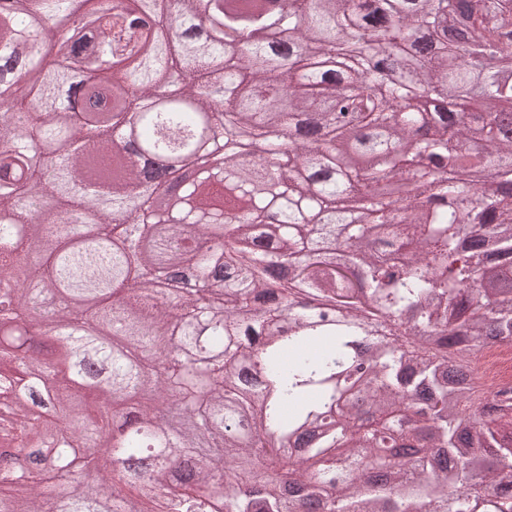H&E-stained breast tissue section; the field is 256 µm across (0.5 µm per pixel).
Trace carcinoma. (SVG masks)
Listing matches in <instances>:
<instances>
[{"label": "carcinoma", "mask_w": 512, "mask_h": 512, "mask_svg": "<svg viewBox=\"0 0 512 512\" xmlns=\"http://www.w3.org/2000/svg\"><path fill=\"white\" fill-rule=\"evenodd\" d=\"M283 2L0 0L19 63L0 72V277L23 244L42 285L0 307V512H512V394L482 402L470 370L512 348V0ZM142 10L131 44L117 19ZM38 19L53 59L21 40ZM159 87L179 95L141 115L140 147L189 156L208 124L224 155L169 211L107 178V131ZM312 114L324 139L282 150ZM300 161L323 169L306 192ZM62 287L81 300L47 306ZM394 423L425 435L410 464Z\"/></svg>", "instance_id": "cac0c4a2"}]
</instances>
